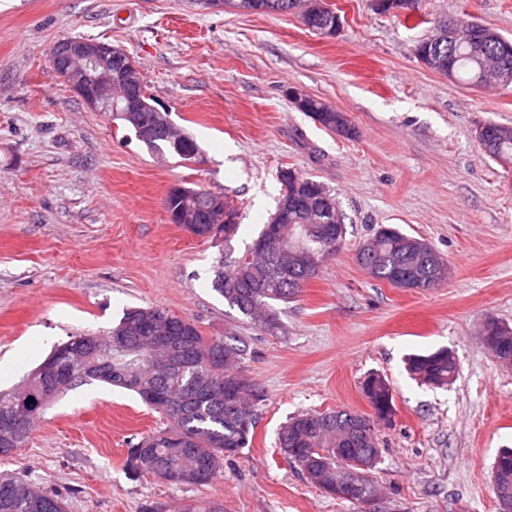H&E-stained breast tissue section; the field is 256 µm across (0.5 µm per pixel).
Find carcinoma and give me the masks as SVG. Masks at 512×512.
Instances as JSON below:
<instances>
[{"label": "carcinoma", "mask_w": 512, "mask_h": 512, "mask_svg": "<svg viewBox=\"0 0 512 512\" xmlns=\"http://www.w3.org/2000/svg\"><path fill=\"white\" fill-rule=\"evenodd\" d=\"M452 63L454 78L471 85L500 82L492 65L512 71V40L503 39L480 48L470 41L456 42L445 54ZM331 106L310 96L298 111L311 117L322 116L328 122ZM149 149L167 150L170 154L190 161L199 152L196 141L180 134L175 142H159ZM212 192L194 189L192 194H181L169 199L168 210L176 215L193 211L209 219L219 220L218 213L208 209L207 199ZM372 238L378 250L366 264L368 274L380 281L392 283L398 277L426 276L429 271L419 258L407 252L405 241L410 235L391 225L378 226ZM303 253L289 247L280 248L254 263L230 266L218 263L211 279L212 288L224 301L238 310L252 324L272 334L281 324L272 302H288L317 276L325 258L327 243L323 225L313 224L301 240ZM162 309L152 306L132 307L123 312L112 331L137 335L140 324ZM177 335L184 338V346L171 358L168 369H154V359L146 347L139 344L127 349L109 346L104 337L79 334L62 343L65 356H57L50 365L63 369L74 378L73 387L93 381L120 387L143 397V389L155 386L160 399L152 410L166 418L167 424L129 442L124 469L133 479L148 470L154 479L165 481L168 473L189 476L205 467L206 482H211L224 469V462L249 446L263 401V390L253 381L245 386L252 400V410L241 411L234 398L242 393L232 380L244 377L240 365L250 355L249 344L234 334L207 337L190 319H175ZM99 345L93 344V339ZM410 375L426 386L448 384V374L454 368L448 364V349L439 348L424 354H413L406 360ZM34 392L32 405L42 414L51 401H41L39 390L44 386L43 366H38L24 379ZM370 406L377 412L390 413L394 409L390 387L364 392ZM21 402L18 389L0 392V457L8 456L23 447L31 434L16 439L21 424L16 411ZM363 415L350 410L305 412L294 416L281 428L279 448L294 463L307 481L310 474L322 470L323 481L336 482L340 471L336 449L342 448L351 456H361L378 447L377 437H366L359 430ZM502 472L505 487L512 493V448H503L495 458ZM0 512H66L65 501L57 493L35 489L25 479L6 470L0 471Z\"/></svg>", "instance_id": "obj_1"}]
</instances>
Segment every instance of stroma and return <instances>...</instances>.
I'll list each match as a JSON object with an SVG mask.
<instances>
[{
  "label": "stroma",
  "mask_w": 512,
  "mask_h": 512,
  "mask_svg": "<svg viewBox=\"0 0 512 512\" xmlns=\"http://www.w3.org/2000/svg\"><path fill=\"white\" fill-rule=\"evenodd\" d=\"M332 37L291 14L207 9L197 0H0V390L16 386L76 333L104 334L126 308L156 306L207 336L245 337V373L264 391L248 448L207 485L171 486L124 470L127 442L162 426L132 392L69 390L29 442L0 459L59 493L67 512H173L219 501L224 512H359L311 485L277 446L307 411L370 413L362 384L390 385L395 414L377 432L379 512H497L492 467L512 448V366L478 343L486 318L512 327V171L474 139L484 120L512 126V85L472 86L421 64L435 19L461 16L512 37V0H418L417 28L371 0H326ZM69 37L122 47L148 97L200 152L160 154L93 110L52 72ZM297 87L343 112L355 138L325 130L288 101ZM323 183L347 227L343 249L287 303L272 335L211 286L274 213L280 169ZM175 185L226 196L231 240L170 221ZM426 239L449 262L441 286L405 291L369 277L356 250L378 225ZM451 349L442 388L411 379L404 359Z\"/></svg>",
  "instance_id": "1"
}]
</instances>
